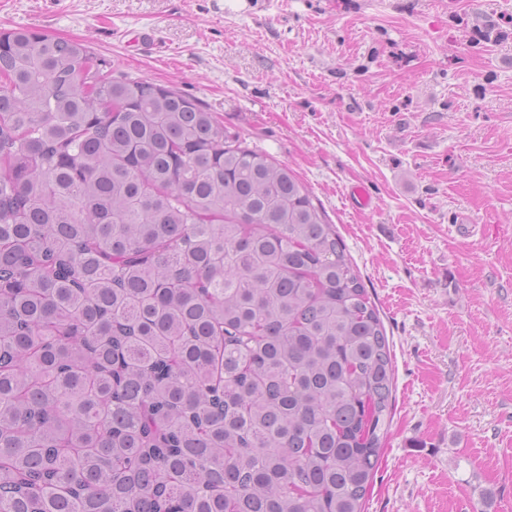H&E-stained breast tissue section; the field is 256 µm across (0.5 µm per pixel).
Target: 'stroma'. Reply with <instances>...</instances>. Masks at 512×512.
Masks as SVG:
<instances>
[{"instance_id":"35a3bbf8","label":"stroma","mask_w":512,"mask_h":512,"mask_svg":"<svg viewBox=\"0 0 512 512\" xmlns=\"http://www.w3.org/2000/svg\"><path fill=\"white\" fill-rule=\"evenodd\" d=\"M15 28L198 101L321 204L393 354L367 512L512 505V0H0Z\"/></svg>"}]
</instances>
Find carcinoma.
Instances as JSON below:
<instances>
[{
    "label": "carcinoma",
    "instance_id": "cac0c4a2",
    "mask_svg": "<svg viewBox=\"0 0 512 512\" xmlns=\"http://www.w3.org/2000/svg\"><path fill=\"white\" fill-rule=\"evenodd\" d=\"M389 339L288 166L79 41L0 42V512H365Z\"/></svg>",
    "mask_w": 512,
    "mask_h": 512
}]
</instances>
